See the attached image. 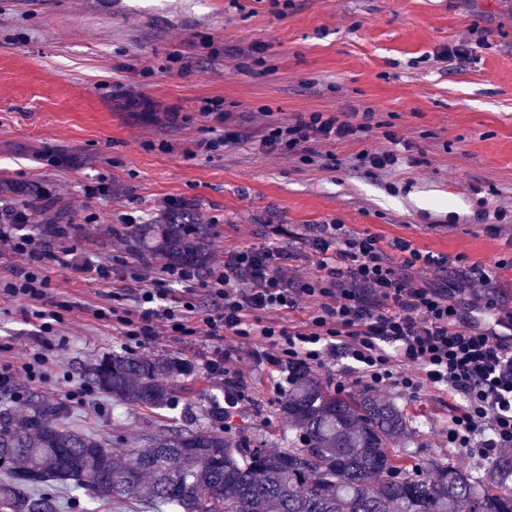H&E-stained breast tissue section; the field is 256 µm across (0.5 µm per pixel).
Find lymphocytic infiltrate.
<instances>
[{"label":"lymphocytic infiltrate","instance_id":"lymphocytic-infiltrate-1","mask_svg":"<svg viewBox=\"0 0 512 512\" xmlns=\"http://www.w3.org/2000/svg\"><path fill=\"white\" fill-rule=\"evenodd\" d=\"M373 117L369 110L307 112L265 123L257 145L265 154L314 164L335 161L334 145L376 132L385 147L359 152L357 167L387 172L422 165L411 142L391 125L374 128ZM307 245L311 263L303 274L278 248L235 247L225 251L223 266L204 275L127 248L117 262L135 283L124 294L126 306L104 303L92 314L137 346L163 336L240 343L256 336L261 358L275 367L328 369L343 356L368 390L397 387L416 395L430 387L448 393L453 413L443 435L449 447L488 459L512 447V308L492 305L487 319L468 320L451 288L433 284L447 257L405 240L387 250L378 235L334 222L318 225ZM0 251L26 262L0 279V298L27 300L40 338L21 363H0V388L10 389L20 378L45 381L55 361L52 338L64 315L51 295L52 273L68 265L69 252L24 226L1 223ZM114 265L94 266L97 280L109 282ZM201 292L211 300L205 311L195 303ZM290 309L304 312V319L279 320ZM239 362L226 351L208 364L211 374L223 377L224 402L231 408L245 397Z\"/></svg>","mask_w":512,"mask_h":512}]
</instances>
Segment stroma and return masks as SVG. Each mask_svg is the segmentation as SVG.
I'll return each mask as SVG.
<instances>
[{
  "label": "stroma",
  "instance_id": "1",
  "mask_svg": "<svg viewBox=\"0 0 512 512\" xmlns=\"http://www.w3.org/2000/svg\"><path fill=\"white\" fill-rule=\"evenodd\" d=\"M470 28L484 43L462 60L454 51ZM255 44L265 47L260 66ZM209 100L235 112L244 143L201 152V141L224 134L200 112ZM366 109L423 149L429 167L353 171L357 153L379 147L372 137L336 145L338 169L267 157L256 145L257 112ZM0 175L62 191L71 217L63 242L80 258L53 274L56 301L76 310L60 327L49 380H18L0 399L34 388L50 400L84 392L67 425L104 433L116 450L209 423L224 380L207 362L223 343L206 336L136 350L191 363L174 407L132 408L86 391L82 368L123 351L122 336L88 312L106 286L81 268L111 260L109 223L132 207L155 216L165 202L190 203L211 226L212 265L225 249L271 244L302 266L311 226L336 221L446 256L452 282L474 264L495 268L491 296L511 304L512 0H295L284 16L269 0H0ZM26 310L0 299V344L17 353L37 343ZM252 351L242 359L249 397L227 435L284 452L274 384L288 370ZM384 396L409 417L419 467L441 458L469 471L488 466L440 437L452 411L446 393Z\"/></svg>",
  "mask_w": 512,
  "mask_h": 512
}]
</instances>
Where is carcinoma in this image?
<instances>
[{"mask_svg":"<svg viewBox=\"0 0 512 512\" xmlns=\"http://www.w3.org/2000/svg\"><path fill=\"white\" fill-rule=\"evenodd\" d=\"M19 198L27 224L55 238L67 211L43 224L47 196L0 181ZM141 256L162 254L173 266L210 262V225L192 205L154 224L126 231ZM173 358L112 355L88 368L91 387L123 404L161 410L175 397L172 382L190 371ZM280 413L293 432L288 451L270 453L233 442L211 426L129 446L115 453L101 434L67 426L69 406L35 390L27 409L0 403V512H59L55 490H88L100 502L127 499L149 512H512V449L474 474L435 461L416 474L392 449L409 421L391 401L366 389L336 392L304 366L288 367Z\"/></svg>","mask_w":512,"mask_h":512,"instance_id":"cac0c4a2","label":"carcinoma"}]
</instances>
